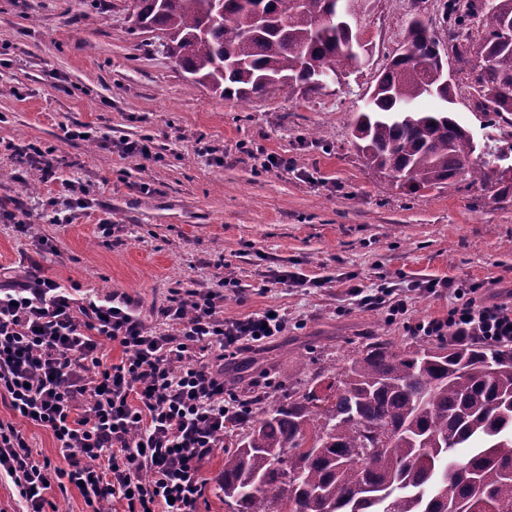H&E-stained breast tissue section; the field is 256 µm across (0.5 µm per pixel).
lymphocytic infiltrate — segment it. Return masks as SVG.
<instances>
[{
	"label": "lymphocytic infiltrate",
	"mask_w": 512,
	"mask_h": 512,
	"mask_svg": "<svg viewBox=\"0 0 512 512\" xmlns=\"http://www.w3.org/2000/svg\"><path fill=\"white\" fill-rule=\"evenodd\" d=\"M428 295L451 294L443 319L418 321L416 336L512 343V301L486 298L482 285L433 280ZM218 292L171 290L148 327L130 296H77L27 257L21 274L0 268V476L14 483L25 512H47L51 489L78 487L92 512L109 498L126 512H199L203 461L227 428L245 420L256 396L224 379L227 356L281 335L286 315L230 319ZM121 346L108 361L104 343ZM50 430L66 467L37 460L23 425Z\"/></svg>",
	"instance_id": "1"
}]
</instances>
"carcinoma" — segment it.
<instances>
[{
  "label": "carcinoma",
  "mask_w": 512,
  "mask_h": 512,
  "mask_svg": "<svg viewBox=\"0 0 512 512\" xmlns=\"http://www.w3.org/2000/svg\"><path fill=\"white\" fill-rule=\"evenodd\" d=\"M135 0L139 29L156 32L195 85L247 102L271 90L308 97L359 64L357 33L339 26L330 0ZM491 11L471 65L478 107L512 122V0H442L456 40L472 17ZM436 36L420 18L377 76L352 136L366 164L410 192L467 174L512 192V174L470 165L477 145L448 111L453 84L431 55ZM431 102L427 110L414 104ZM320 398L314 389L258 408L224 450L218 486L235 512H512V345L422 340L397 349L371 342L348 359Z\"/></svg>",
  "instance_id": "1"
}]
</instances>
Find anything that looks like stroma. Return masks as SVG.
I'll use <instances>...</instances> for the list:
<instances>
[{"label": "stroma", "mask_w": 512, "mask_h": 512, "mask_svg": "<svg viewBox=\"0 0 512 512\" xmlns=\"http://www.w3.org/2000/svg\"><path fill=\"white\" fill-rule=\"evenodd\" d=\"M411 11V0H363L358 31L369 52L343 83L243 103L190 85L160 44L143 45L133 0H0V141L34 142L62 160L57 181L35 184L0 153V265L49 240L57 249L45 264L50 277L100 297L128 294L150 326L152 305L177 286L222 289L230 318L282 309L286 331L225 366L240 393L270 380L265 402L312 386L367 342L413 343L407 323L447 317L452 303L414 292L404 320L393 322L357 305L350 285L437 279L480 283L488 299H508L512 196L495 199L466 175L398 189L352 143V121ZM448 68L450 109L471 131L478 165L512 133L487 124L456 57ZM77 123L89 138H67ZM140 138L153 141V158L118 152L117 142ZM269 153L291 159L293 170L261 169ZM71 182L86 189V206L61 226L46 201ZM104 221L120 226L118 242L105 243ZM272 269L328 284L308 292L273 284ZM227 278L241 293L223 288Z\"/></svg>", "instance_id": "1"}]
</instances>
